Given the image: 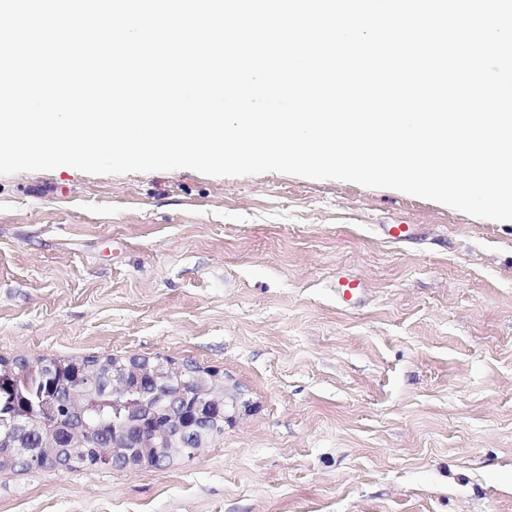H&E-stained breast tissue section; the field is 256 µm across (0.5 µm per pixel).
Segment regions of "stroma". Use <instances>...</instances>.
<instances>
[{
	"label": "stroma",
	"instance_id": "stroma-1",
	"mask_svg": "<svg viewBox=\"0 0 512 512\" xmlns=\"http://www.w3.org/2000/svg\"><path fill=\"white\" fill-rule=\"evenodd\" d=\"M106 355L219 370L223 429L2 470L0 512H512V223L277 172L0 175V357ZM334 288H336V294L344 304L351 306L358 301L363 289V284L354 276L344 271H338L336 272V279L334 280Z\"/></svg>",
	"mask_w": 512,
	"mask_h": 512
}]
</instances>
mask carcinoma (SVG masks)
I'll return each instance as SVG.
<instances>
[{
	"mask_svg": "<svg viewBox=\"0 0 512 512\" xmlns=\"http://www.w3.org/2000/svg\"><path fill=\"white\" fill-rule=\"evenodd\" d=\"M161 361L170 374L161 382L166 392L162 401L149 402L150 413L157 421L168 422L172 413L194 392L203 370L179 372V365L166 357ZM123 365L113 356L74 361L61 358L0 359V469L19 467L25 471L55 465L53 454L58 450L70 469H93L101 448L112 447L115 433L131 424L143 412L140 389L146 381L126 371L122 388L113 391L114 367ZM49 404L55 412L49 420L41 407ZM29 414L27 433L22 435L11 427L14 415ZM171 446L149 449L145 462L154 463L157 456H172L170 447L178 452L197 448L199 437L189 431H169ZM42 449L38 463H27L16 457L13 448Z\"/></svg>",
	"mask_w": 512,
	"mask_h": 512,
	"instance_id": "1",
	"label": "carcinoma"
}]
</instances>
